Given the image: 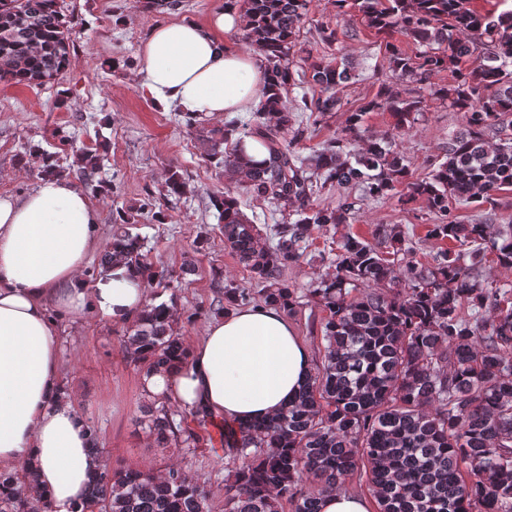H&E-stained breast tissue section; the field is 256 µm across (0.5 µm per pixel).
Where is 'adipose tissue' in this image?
<instances>
[{"label":"adipose tissue","instance_id":"adipose-tissue-1","mask_svg":"<svg viewBox=\"0 0 512 512\" xmlns=\"http://www.w3.org/2000/svg\"><path fill=\"white\" fill-rule=\"evenodd\" d=\"M234 6L208 23L174 18L156 25L141 49L142 86L166 107L215 118L253 104L264 71L229 48L241 28ZM98 211L68 178L40 179L18 199H0V473L37 479L55 512L86 497L108 462L92 451L86 420L61 386L59 321L96 311L132 323L148 290L126 264L104 267L94 282L79 271L97 247ZM311 378L307 346L282 311L245 308L213 318L188 363L152 374L150 394L186 408L204 406L227 421L254 422L290 405Z\"/></svg>","mask_w":512,"mask_h":512}]
</instances>
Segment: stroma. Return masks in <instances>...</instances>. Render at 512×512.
Listing matches in <instances>:
<instances>
[{
    "label": "stroma",
    "instance_id": "stroma-1",
    "mask_svg": "<svg viewBox=\"0 0 512 512\" xmlns=\"http://www.w3.org/2000/svg\"><path fill=\"white\" fill-rule=\"evenodd\" d=\"M58 3L63 14L80 19L71 34L69 70L58 81L41 86L0 85V198L23 196L36 184L37 151L52 149L59 136H67L75 147L98 149L100 168L94 181L81 180L75 173L70 176L100 213L98 242L107 246L115 218L124 215L146 237L149 258L179 271L178 326L184 342H193L225 282L249 283L247 271L225 248L217 213L210 206L213 194L233 188L234 183L204 158L201 131L210 127V120L187 130L181 112L161 108L141 86L139 52L154 26L180 17L205 23L224 0H173L164 8L150 6L148 0ZM320 24L336 25L339 41L333 52L339 63L353 68L358 80L344 91L341 108L323 127L305 131L299 143L305 155L324 140L343 134L350 112L390 75L383 46L360 19L337 15L333 0H313L300 39L316 50L321 47L316 32ZM62 93L68 105L61 109L56 101ZM366 123L372 132L395 139L414 179L426 176V159L442 156L449 138L463 126L460 113L433 99L409 129H396L388 112L369 113ZM173 166L179 167L189 186L180 197L166 190ZM148 199L165 214L164 222L154 221L151 211L142 210ZM430 222L419 201L405 204L394 197L361 201L356 222L314 234L303 258L287 270L286 279L294 288L315 286L333 274L331 253L344 236L372 242L381 224L406 225L417 259L431 262L444 243L428 237ZM321 317L320 307L312 301L303 302L289 317L315 367L323 356ZM121 335V326L93 313L61 324L63 388L84 418L98 427L103 456L110 465L130 469L150 467L161 472L168 464L182 463L201 474L223 470L228 457L222 445V421L207 427L211 444L192 450L177 441L157 447L139 427L145 400L142 376L127 362Z\"/></svg>",
    "mask_w": 512,
    "mask_h": 512
}]
</instances>
